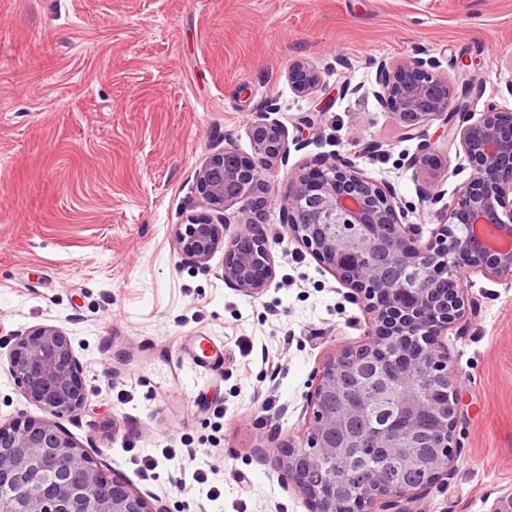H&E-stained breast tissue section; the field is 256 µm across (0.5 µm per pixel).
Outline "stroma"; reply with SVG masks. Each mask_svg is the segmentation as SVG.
I'll return each instance as SVG.
<instances>
[{"label": "stroma", "mask_w": 512, "mask_h": 512, "mask_svg": "<svg viewBox=\"0 0 512 512\" xmlns=\"http://www.w3.org/2000/svg\"><path fill=\"white\" fill-rule=\"evenodd\" d=\"M407 55L475 79L474 111L512 109V0H0V423L43 418L6 360L15 334L53 324L88 390L85 407L56 423L103 473L161 497L167 512H193L197 489L172 480L213 466L221 495L207 512H307L258 451L271 432L307 430L323 368L366 339L368 302L288 236L276 196L265 206L275 278L257 297L220 278L223 252L206 271L181 263L173 228L212 152L230 140L252 156L259 113L292 137L315 113L316 131L269 174L271 187L288 169L345 157L386 183L405 223L429 238L435 209L420 201L417 159L434 156L449 198L472 168L441 120L426 139H404L373 97L378 61ZM297 58L324 71L326 91L292 90ZM347 83L357 93L343 94ZM370 143L381 152L367 153ZM470 280L445 338L460 400L455 463L399 512H494L512 493V283ZM201 332L223 340L224 368L199 377L194 411L179 386L156 398L131 380L163 372ZM165 448L197 454L140 474V459Z\"/></svg>", "instance_id": "stroma-1"}]
</instances>
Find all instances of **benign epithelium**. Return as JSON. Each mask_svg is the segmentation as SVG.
<instances>
[{
  "mask_svg": "<svg viewBox=\"0 0 512 512\" xmlns=\"http://www.w3.org/2000/svg\"><path fill=\"white\" fill-rule=\"evenodd\" d=\"M288 81L301 96L325 86L324 71L307 59L288 65ZM378 104L391 113L406 139L424 136L441 118L448 143L471 163L469 182L435 212L433 239L423 244L402 222L393 192L344 158L314 170L288 172L279 194L283 224L346 286L364 295L371 314L368 340L338 351L324 367L311 397L313 421L298 438L273 440L259 450L308 503L309 512H376L414 499L448 475L454 463L452 430L458 418L456 380L441 337L464 315L462 274L512 279V110L471 107L473 86L458 87L431 59L400 57L377 65ZM254 149L242 157L231 145L212 153L197 173L201 212L173 230L184 264L207 271L224 250V283L257 297L275 276L263 225L265 173L288 164V128L270 113L248 127ZM421 202L442 199L437 177L419 188ZM241 204L237 214L228 210ZM333 224L353 235L336 236ZM385 348L384 360L374 354ZM9 373L51 416L81 410L88 399L70 337L56 325L16 334ZM392 424L356 432L372 418ZM357 448H387L398 468L363 470L358 494L336 497L348 484ZM329 462L326 483L308 480L319 461ZM426 480L410 485L408 472ZM161 499L107 479L84 450L50 419L0 425V512H165Z\"/></svg>",
  "mask_w": 512,
  "mask_h": 512,
  "instance_id": "benign-epithelium-1",
  "label": "benign epithelium"
}]
</instances>
